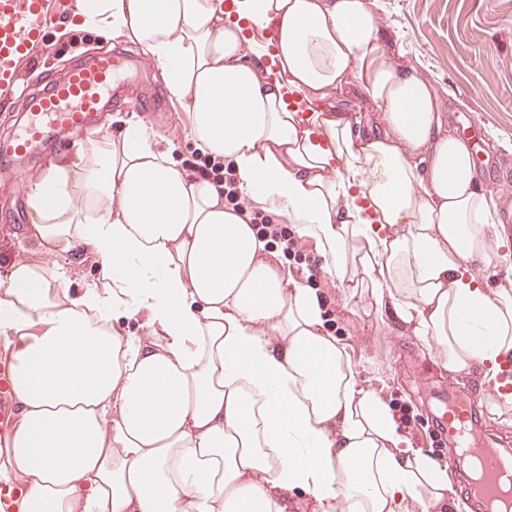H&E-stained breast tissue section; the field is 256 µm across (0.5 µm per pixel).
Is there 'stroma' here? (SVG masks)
<instances>
[{"mask_svg": "<svg viewBox=\"0 0 512 512\" xmlns=\"http://www.w3.org/2000/svg\"><path fill=\"white\" fill-rule=\"evenodd\" d=\"M378 21L385 50L399 66L414 69L427 79L441 103L447 104L445 124L470 143L475 168L482 181L497 178L499 186L512 185V0H369ZM84 0H54L51 22L44 30L45 49L36 50L21 65L25 92L41 90L48 79L63 76L75 64L117 47L128 61L143 52L126 35L100 34L76 25ZM167 96L157 115L143 120L131 103L140 95ZM473 114L477 126L469 129L463 114ZM146 123L157 149L170 152L177 167L188 169L202 159L186 134V113L181 100L170 98L160 67L145 73L129 72L121 101L100 112L91 137L67 145L64 175L72 188L71 203L80 206L84 158L111 147L112 137L131 124ZM500 250L469 270L486 287L512 292V224H495ZM0 252L25 254L30 263L49 270L62 269L69 296L100 287L98 264L82 252L49 253L37 234L21 232L0 237ZM307 264L289 261L298 280H306L308 266L321 268L315 247L307 249ZM344 280L323 272L325 327L335 336L353 365L360 386L373 390L392 411L411 418L403 433L409 447L438 456L441 395L456 384L458 397L472 402L479 427L486 436L512 448V401L496 399L484 365L456 372L448 369L440 349L417 336L410 321L392 309L377 308L369 293L351 294Z\"/></svg>", "mask_w": 512, "mask_h": 512, "instance_id": "stroma-1", "label": "stroma"}]
</instances>
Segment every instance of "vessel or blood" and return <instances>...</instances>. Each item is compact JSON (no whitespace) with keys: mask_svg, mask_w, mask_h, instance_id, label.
I'll return each mask as SVG.
<instances>
[{"mask_svg":"<svg viewBox=\"0 0 512 512\" xmlns=\"http://www.w3.org/2000/svg\"><path fill=\"white\" fill-rule=\"evenodd\" d=\"M50 17L45 0H0V103L11 104L12 87L21 78L19 63L43 44V30ZM124 54L109 50L75 65L45 92L23 99L22 109L31 115L11 138L0 142V181L21 182L27 171L20 158L41 149L47 171L60 166L62 149L57 133L68 139L88 138L96 125L104 98L127 73ZM14 411L8 368L0 369V429H5ZM447 420L440 428L446 443L444 455L466 456L474 472L465 486L468 499L478 502L482 512H512V449L496 448L472 428L466 403L449 400Z\"/></svg>","mask_w":512,"mask_h":512,"instance_id":"b4317fda","label":"vessel or blood"}]
</instances>
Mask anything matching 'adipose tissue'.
<instances>
[{
  "label": "adipose tissue",
  "instance_id": "obj_1",
  "mask_svg": "<svg viewBox=\"0 0 512 512\" xmlns=\"http://www.w3.org/2000/svg\"><path fill=\"white\" fill-rule=\"evenodd\" d=\"M80 25L121 32L186 103L188 136L238 192L311 238L324 271L360 269L377 303L449 369L512 357V294L468 273L495 249L494 210L438 96L395 67L368 0H85ZM272 30L260 64L254 33ZM380 124L326 109L348 81ZM124 127L82 180L85 208L44 177L29 197L51 252L93 243L102 287L71 298L34 265L0 294L18 419L0 438L13 512H403L448 494L431 455L359 386L313 288L257 236L249 208ZM146 313L125 335L118 317Z\"/></svg>",
  "mask_w": 512,
  "mask_h": 512
}]
</instances>
